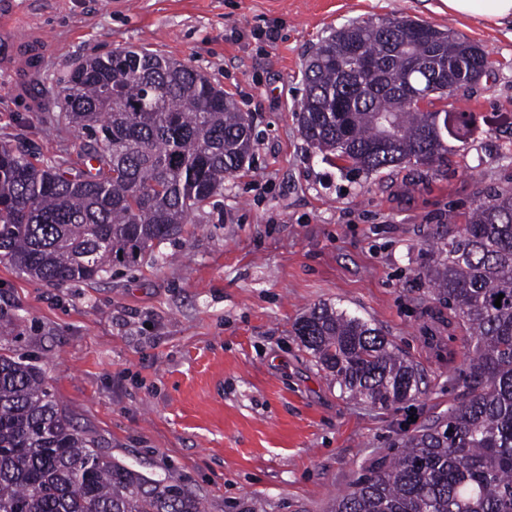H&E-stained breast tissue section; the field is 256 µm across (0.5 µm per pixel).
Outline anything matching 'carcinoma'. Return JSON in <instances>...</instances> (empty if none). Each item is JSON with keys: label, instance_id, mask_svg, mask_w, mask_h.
Masks as SVG:
<instances>
[{"label": "carcinoma", "instance_id": "obj_1", "mask_svg": "<svg viewBox=\"0 0 512 512\" xmlns=\"http://www.w3.org/2000/svg\"><path fill=\"white\" fill-rule=\"evenodd\" d=\"M427 35L340 28L306 65L298 121L326 160L366 173L413 156L432 164L461 141L465 112L408 109V72L443 99L452 81L484 76L478 44L426 25ZM358 43L377 61L345 78L336 62ZM65 117L87 131L75 163L35 164L0 144V261L63 286L132 266L180 234L224 192L253 147L252 127L194 66L146 49H117L61 79ZM347 111H336V98ZM420 275L469 333L467 392L448 418L407 437L395 456L336 497L331 512H512V190L479 202L462 224L432 233ZM501 306H494L498 295ZM295 335L341 390L389 408L421 394L418 370L367 320L317 305ZM0 512H204L191 489L99 450L49 388L41 368L0 347Z\"/></svg>", "mask_w": 512, "mask_h": 512}]
</instances>
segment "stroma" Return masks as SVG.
I'll return each instance as SVG.
<instances>
[{"label":"stroma","instance_id":"stroma-1","mask_svg":"<svg viewBox=\"0 0 512 512\" xmlns=\"http://www.w3.org/2000/svg\"><path fill=\"white\" fill-rule=\"evenodd\" d=\"M441 0H0V143L76 159L60 79L146 48L186 60L251 113L250 167L191 215L161 259L53 287L0 263V345L42 368L103 452L184 483L205 512H330L403 438L447 417L468 336L418 276L428 238L512 185V29ZM408 17L480 44L493 67L437 108L466 112L442 162L377 173L304 140L303 71L351 23ZM328 304L369 320L420 372L416 400H350L294 333Z\"/></svg>","mask_w":512,"mask_h":512}]
</instances>
